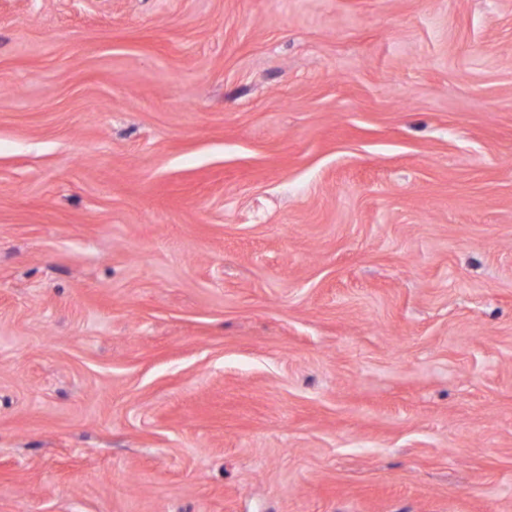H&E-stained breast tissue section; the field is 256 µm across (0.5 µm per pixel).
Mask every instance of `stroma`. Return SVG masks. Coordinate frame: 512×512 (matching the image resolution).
<instances>
[{"label": "stroma", "instance_id": "stroma-1", "mask_svg": "<svg viewBox=\"0 0 512 512\" xmlns=\"http://www.w3.org/2000/svg\"><path fill=\"white\" fill-rule=\"evenodd\" d=\"M0 512H512V0H0Z\"/></svg>", "mask_w": 512, "mask_h": 512}]
</instances>
